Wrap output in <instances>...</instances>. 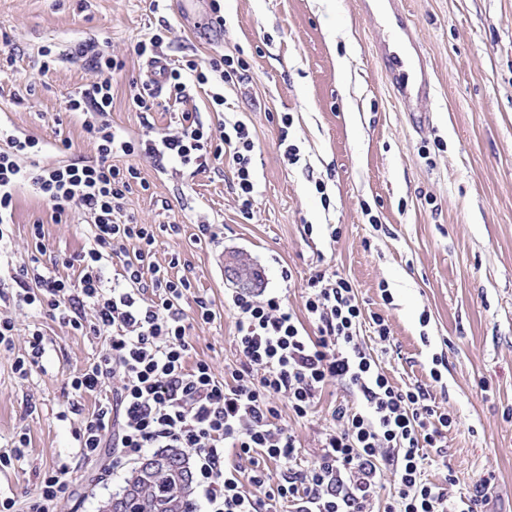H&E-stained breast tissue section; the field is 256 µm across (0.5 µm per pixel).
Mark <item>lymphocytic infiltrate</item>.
<instances>
[{
    "label": "lymphocytic infiltrate",
    "instance_id": "obj_1",
    "mask_svg": "<svg viewBox=\"0 0 512 512\" xmlns=\"http://www.w3.org/2000/svg\"><path fill=\"white\" fill-rule=\"evenodd\" d=\"M77 53L94 77L65 99L64 110L82 116L97 156L65 162L68 139L49 142L0 125V259L13 252L15 199L25 187L55 221L74 211L84 216L90 237L80 252L63 258L64 266L79 270L76 279H67L40 261L43 226L33 224L35 258L0 277V300L13 305L0 313V348L14 346L13 310L45 306L74 332L103 338V351L69 378L76 395H106L81 420L79 459L98 456L108 444L127 462L149 448L184 449L206 512H277L281 505L291 512H375L379 502L382 512H457L447 492L426 481L421 453L437 447L442 429L456 419L436 411L424 387L392 385L360 339L363 312L348 279L323 271L311 276L302 295L304 323L278 295L232 293L227 303L236 315L238 365L221 381L208 362L188 364L192 321L208 323L215 314L199 297L194 314L186 315L182 302L194 282L181 273L180 257L155 263V225L127 212L128 194L144 183L132 159L144 155L201 171L210 160L230 157L236 201L247 215L255 197V142L243 120L212 128L193 112L182 113L174 129L158 136L120 132L109 114L112 74L122 61L97 42L79 45ZM248 67L240 56H224L205 69L190 59L167 69L161 90L142 81L132 103L151 112L160 95L180 103L189 84L209 83L215 88L211 102L221 107L223 87L242 82ZM120 157L125 165H117ZM331 383L356 392L360 401L334 404L320 453L298 465L297 439L278 424L277 403L287 401L294 419H309ZM256 452L277 462L279 473L246 471L231 462ZM70 471L62 463L44 473L30 512H58ZM388 483L393 491L385 498Z\"/></svg>",
    "mask_w": 512,
    "mask_h": 512
}]
</instances>
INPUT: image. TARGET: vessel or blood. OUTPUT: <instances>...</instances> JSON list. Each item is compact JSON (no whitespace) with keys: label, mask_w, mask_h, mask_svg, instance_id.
<instances>
[{"label":"vessel or blood","mask_w":512,"mask_h":512,"mask_svg":"<svg viewBox=\"0 0 512 512\" xmlns=\"http://www.w3.org/2000/svg\"><path fill=\"white\" fill-rule=\"evenodd\" d=\"M389 71L397 97L405 111H419L433 91V78L426 57L418 45H410L405 59H398L389 46H379L376 53Z\"/></svg>","instance_id":"vessel-or-blood-1"}]
</instances>
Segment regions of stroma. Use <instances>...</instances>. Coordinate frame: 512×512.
<instances>
[{"label": "stroma", "mask_w": 512, "mask_h": 512, "mask_svg": "<svg viewBox=\"0 0 512 512\" xmlns=\"http://www.w3.org/2000/svg\"><path fill=\"white\" fill-rule=\"evenodd\" d=\"M179 0H0V124L44 140L64 136L75 155L91 159L94 142L62 102L90 80L73 52L101 40L124 61L112 76L115 127L138 135L173 129L182 110L199 112L204 125L244 120L255 141L256 182L251 217L240 212L234 171L191 172L139 157L149 190L134 188L127 210L148 224H176L155 254L190 262L195 297L209 300L214 321L190 331L192 360L210 363L216 376L237 365L235 319L225 300L224 257L248 258L263 275L262 288L282 296L304 316L303 287L316 271L335 272L353 285L365 318L361 340L396 386L422 385L438 411H453L441 448L425 449L426 478L453 503L490 479L486 512H512V0H406L407 34L427 58L435 83L422 105L426 123L404 111L376 43L389 34L363 0H223L224 37L214 40L183 19ZM166 30L162 48L171 60L202 65L243 55V83L226 91L227 111L214 110L210 86L193 85L183 103L140 112L133 86L145 79L136 43ZM57 46L55 67L39 69V50ZM299 149L288 161L286 145ZM325 193H318L317 184ZM44 225L48 256L70 254L86 242L79 215L54 223L30 189L16 199L13 264L31 256L30 227ZM216 237L198 242L199 222ZM291 270L284 281L283 270ZM382 315L391 336L373 338L372 315ZM13 352L0 351V448L20 426L30 444L20 461L0 470V494L27 512L43 473L67 461L73 470L59 512H97L100 499L123 484L128 464L112 466V453L75 462L79 416L58 419L74 394L70 375L84 368L103 342L74 333L48 311L15 312ZM46 351L27 380L13 371L32 327ZM440 365H433V358ZM442 378L433 381L431 368ZM355 403L331 385L309 420L281 408L278 422L299 442L298 463L311 461L334 401ZM457 476L449 484V476Z\"/></svg>", "instance_id": "obj_1"}]
</instances>
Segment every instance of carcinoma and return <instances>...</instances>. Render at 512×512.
Segmentation results:
<instances>
[{
	"mask_svg": "<svg viewBox=\"0 0 512 512\" xmlns=\"http://www.w3.org/2000/svg\"><path fill=\"white\" fill-rule=\"evenodd\" d=\"M125 512H189L193 503L189 456L180 448H162L124 480Z\"/></svg>",
	"mask_w": 512,
	"mask_h": 512,
	"instance_id": "1",
	"label": "carcinoma"
}]
</instances>
